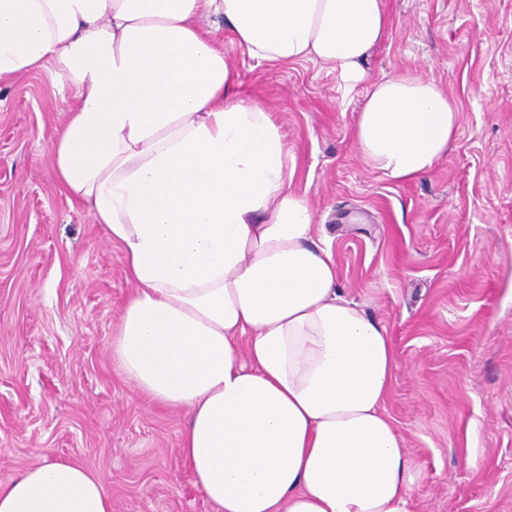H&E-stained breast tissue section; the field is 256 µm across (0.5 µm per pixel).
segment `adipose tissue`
<instances>
[{"mask_svg": "<svg viewBox=\"0 0 512 512\" xmlns=\"http://www.w3.org/2000/svg\"><path fill=\"white\" fill-rule=\"evenodd\" d=\"M206 12L251 57L319 63L346 94L390 28L385 0H0V80L49 63L72 90L56 174L124 252L112 355L187 411L180 452L219 512H414L418 470L383 408L392 340L340 293L281 128L236 96ZM458 119L435 80L400 74L371 84L353 139L409 180ZM0 512H112V498L46 456L0 486Z\"/></svg>", "mask_w": 512, "mask_h": 512, "instance_id": "1", "label": "adipose tissue"}]
</instances>
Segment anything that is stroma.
I'll use <instances>...</instances> for the list:
<instances>
[{
	"label": "stroma",
	"mask_w": 512,
	"mask_h": 512,
	"mask_svg": "<svg viewBox=\"0 0 512 512\" xmlns=\"http://www.w3.org/2000/svg\"><path fill=\"white\" fill-rule=\"evenodd\" d=\"M385 42L343 94L319 65L258 61L223 16L237 92L273 112L342 294L384 325V409L417 463L415 512H512V0H387ZM407 71L459 108L447 154L395 181L352 137L371 82ZM51 65L0 81V484L43 456L98 472L112 512H215L179 448L187 414L134 388L112 338L131 291L106 225L69 201Z\"/></svg>",
	"instance_id": "stroma-1"
}]
</instances>
